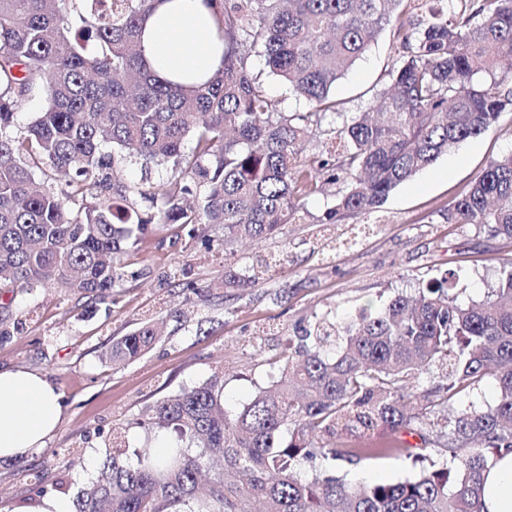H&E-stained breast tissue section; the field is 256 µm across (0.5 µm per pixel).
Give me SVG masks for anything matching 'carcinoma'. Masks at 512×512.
<instances>
[{
	"label": "carcinoma",
	"instance_id": "carcinoma-1",
	"mask_svg": "<svg viewBox=\"0 0 512 512\" xmlns=\"http://www.w3.org/2000/svg\"><path fill=\"white\" fill-rule=\"evenodd\" d=\"M404 1L418 9L417 0H211L224 63L186 87L141 57L152 0H0V285L61 280L104 302L124 280L120 257L154 225L220 224L226 247L270 238L298 216L299 194L321 171L346 181L321 223L379 210L512 108V0H448L416 16L374 115L326 130L322 150L304 157L308 137L336 114V82ZM258 59L310 109L285 111L255 72ZM32 97L44 107L22 127L18 109ZM128 159L166 164L173 177L158 192L97 181ZM44 167L69 190L35 186ZM446 219L512 241V154L491 161ZM257 281L224 270L226 293ZM452 290L442 275L377 313L320 319L289 347L276 380L232 414L216 380L156 402V431L199 452L176 445L130 465L116 450L77 491L73 512H254L257 503L261 512H484L487 461L512 451V260L491 298L462 304ZM162 333L149 319L104 359L131 361ZM427 374L440 382L410 401ZM487 378L496 399L484 407L469 397ZM416 424L447 438V458L415 455L428 464L412 480L294 473L318 457H410L403 434Z\"/></svg>",
	"mask_w": 512,
	"mask_h": 512
}]
</instances>
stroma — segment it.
Here are the masks:
<instances>
[{
    "mask_svg": "<svg viewBox=\"0 0 512 512\" xmlns=\"http://www.w3.org/2000/svg\"><path fill=\"white\" fill-rule=\"evenodd\" d=\"M395 26L337 81L346 116L366 111L402 55ZM512 152V110L484 135L456 144L431 167L398 186L378 212L346 224L322 223L341 183L328 174L302 201L299 220L276 237L225 246L220 225L187 233L156 226L123 257L125 280L101 303L51 283L25 291L0 287V321L13 325L0 340V368L46 375L61 397L58 426L14 463H0V505L39 512L44 499L73 500L95 478L121 436L128 461L150 452L154 432L146 409L209 381L224 380L234 412L267 386L272 364L304 330L326 317L342 320L377 310L399 292L416 293L430 278L451 273L460 300L484 299L512 256V245L472 224L442 219L493 159ZM269 270H260L261 261ZM259 269L255 287L225 296V267ZM162 320L164 336L140 358L105 361L113 339L142 321ZM335 470L351 482L403 481L416 475L398 458L301 464L300 478Z\"/></svg>",
    "mask_w": 512,
    "mask_h": 512,
    "instance_id": "35a3bbf8",
    "label": "stroma"
}]
</instances>
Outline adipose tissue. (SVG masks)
<instances>
[{
    "mask_svg": "<svg viewBox=\"0 0 512 512\" xmlns=\"http://www.w3.org/2000/svg\"><path fill=\"white\" fill-rule=\"evenodd\" d=\"M141 51L160 77L188 85L204 82L224 56L210 0H157L143 24ZM60 413V396L46 376L0 370V461L21 459L41 445ZM484 508L512 512V452L489 461Z\"/></svg>",
    "mask_w": 512,
    "mask_h": 512,
    "instance_id": "adipose-tissue-1",
    "label": "adipose tissue"
}]
</instances>
